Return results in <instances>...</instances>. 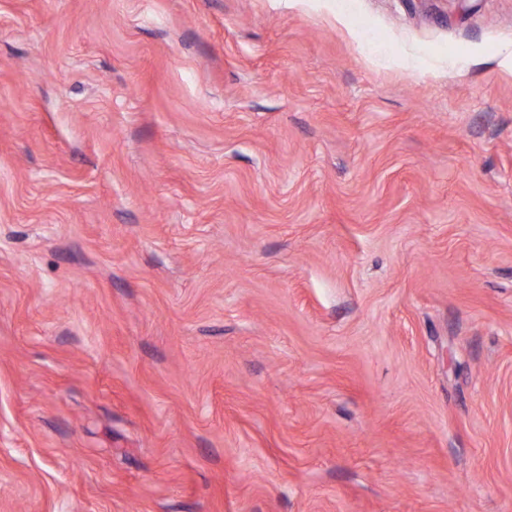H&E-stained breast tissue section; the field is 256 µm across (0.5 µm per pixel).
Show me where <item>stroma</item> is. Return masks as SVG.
I'll use <instances>...</instances> for the list:
<instances>
[{"label": "stroma", "instance_id": "1", "mask_svg": "<svg viewBox=\"0 0 512 512\" xmlns=\"http://www.w3.org/2000/svg\"><path fill=\"white\" fill-rule=\"evenodd\" d=\"M507 52L512 0H0V512H512Z\"/></svg>", "mask_w": 512, "mask_h": 512}]
</instances>
